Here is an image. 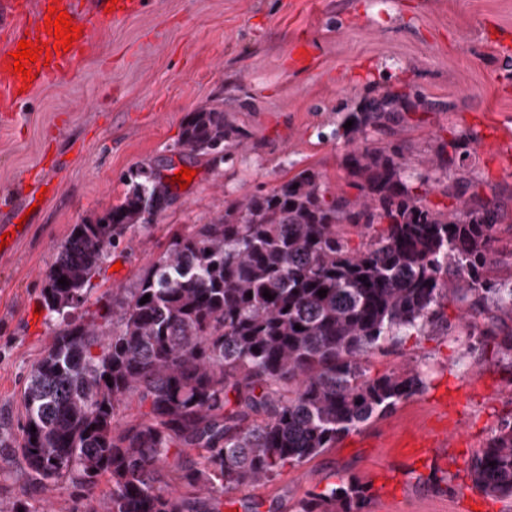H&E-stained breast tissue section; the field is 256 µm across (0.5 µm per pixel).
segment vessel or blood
<instances>
[{
  "label": "vessel or blood",
  "instance_id": "1",
  "mask_svg": "<svg viewBox=\"0 0 512 512\" xmlns=\"http://www.w3.org/2000/svg\"><path fill=\"white\" fill-rule=\"evenodd\" d=\"M53 9L67 12L73 25L82 30L79 39L65 52L56 49L55 34L45 23ZM129 10V0H117L110 11L94 13L81 10L80 0H0V14L8 18L7 24L0 26V100L7 102L18 99L21 91H33L72 73L88 47L91 32L105 16L110 14L122 18ZM23 40H38L53 49L50 60L40 59L32 63L33 77L27 81L14 74L11 57Z\"/></svg>",
  "mask_w": 512,
  "mask_h": 512
}]
</instances>
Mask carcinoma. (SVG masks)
Segmentation results:
<instances>
[{
    "label": "carcinoma",
    "instance_id": "1",
    "mask_svg": "<svg viewBox=\"0 0 512 512\" xmlns=\"http://www.w3.org/2000/svg\"><path fill=\"white\" fill-rule=\"evenodd\" d=\"M433 107L386 91L342 113L336 136L356 195L330 192L306 168L173 233L137 287L121 293L120 320L107 332L71 311L87 300L116 237L168 205L169 185L141 166L117 204L74 225L42 288L64 327L22 395L13 453L30 484L90 492L105 477L102 512H221L224 497L276 480L423 393L415 368L372 376L364 357L448 328L450 297L468 350L512 362V273L498 276L494 259L495 225L509 215L459 173L477 136L454 138L452 154L437 155L442 167L458 165L441 189L452 200L445 209L404 179L402 151L369 144L371 132L395 133ZM232 135L224 110L202 108L185 116L176 146L217 163ZM134 397L138 423L124 421ZM189 447L198 455L184 462ZM468 475L485 495L512 498V421ZM369 498L351 479L309 493L299 512H363Z\"/></svg>",
    "mask_w": 512,
    "mask_h": 512
}]
</instances>
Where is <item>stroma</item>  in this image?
<instances>
[{"instance_id": "obj_1", "label": "stroma", "mask_w": 512, "mask_h": 512, "mask_svg": "<svg viewBox=\"0 0 512 512\" xmlns=\"http://www.w3.org/2000/svg\"><path fill=\"white\" fill-rule=\"evenodd\" d=\"M512 0H141L136 12L91 34L80 70L13 102L0 101V224L23 205L24 176L52 160L43 178L56 190L26 220L11 254L0 257V512L26 495L48 512H95L107 481L92 494L61 486L31 489L11 447L21 440L24 386L60 329L43 312L46 273L74 225L102 215L143 165L169 182L171 200L148 223L128 229L89 282L77 310L102 329L119 320L112 292L134 287L175 230L209 223L225 204L265 192L305 168L330 189L346 187L341 113L385 91L432 102L397 135L412 177L428 180L426 200L443 207L444 169L433 159L454 135L479 144L467 161L482 194L512 212ZM217 107L237 132L224 161L177 150L187 113ZM193 169L187 188L176 169ZM40 318H32V311ZM456 328L404 336L371 356L381 374L412 365L429 386L385 417L350 433L275 481L244 490L257 512H298L309 492L351 478L370 486L366 512H512L511 499L474 489L471 459L512 421V367L493 355L463 356ZM470 391L448 434L447 457L413 461L392 450L409 432L431 433L439 397ZM436 475L437 485L424 479Z\"/></svg>"}]
</instances>
